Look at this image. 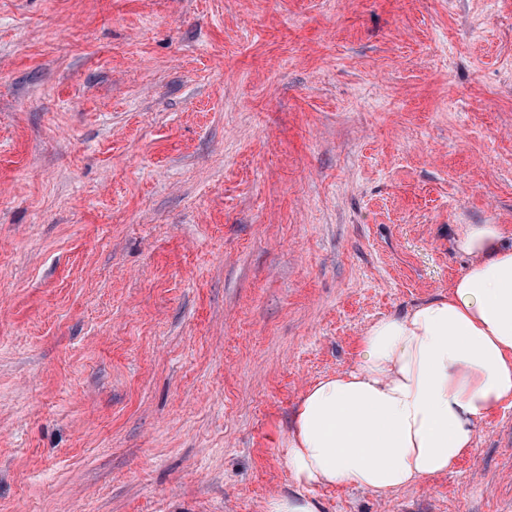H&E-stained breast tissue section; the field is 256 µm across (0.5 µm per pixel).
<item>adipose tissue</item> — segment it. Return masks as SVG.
I'll list each match as a JSON object with an SVG mask.
<instances>
[{
	"instance_id": "ef3b65f1",
	"label": "adipose tissue",
	"mask_w": 512,
	"mask_h": 512,
	"mask_svg": "<svg viewBox=\"0 0 512 512\" xmlns=\"http://www.w3.org/2000/svg\"><path fill=\"white\" fill-rule=\"evenodd\" d=\"M453 243L469 263L447 294L373 322L355 365L303 392L284 450L298 490L264 512H322L314 486L390 495L448 473L512 407V234L458 224Z\"/></svg>"
}]
</instances>
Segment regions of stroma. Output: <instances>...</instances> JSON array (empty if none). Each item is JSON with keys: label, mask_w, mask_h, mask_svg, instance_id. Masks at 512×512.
<instances>
[{"label": "stroma", "mask_w": 512, "mask_h": 512, "mask_svg": "<svg viewBox=\"0 0 512 512\" xmlns=\"http://www.w3.org/2000/svg\"><path fill=\"white\" fill-rule=\"evenodd\" d=\"M512 231V0H0V512H262L303 391ZM323 512H512V408Z\"/></svg>", "instance_id": "1"}]
</instances>
